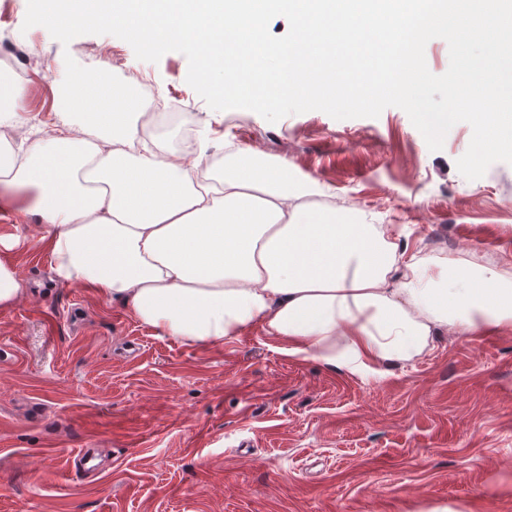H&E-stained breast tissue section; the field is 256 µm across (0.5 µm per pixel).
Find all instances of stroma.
<instances>
[{
    "mask_svg": "<svg viewBox=\"0 0 512 512\" xmlns=\"http://www.w3.org/2000/svg\"><path fill=\"white\" fill-rule=\"evenodd\" d=\"M27 0H0V39L32 67L16 119L29 138L64 120L65 56L151 76L189 113L201 166L225 144L287 160L340 206L377 214L410 250L500 268L512 263V164L476 180L456 161L472 128L433 151L400 108L336 120L312 110L271 123L212 110L178 52L151 63L112 35L62 45L24 28ZM36 217H0V249L28 284L0 309V512H512V332L443 334L380 379L286 353L253 326L221 344L159 336L82 283H50ZM97 449L108 467L76 470Z\"/></svg>",
    "mask_w": 512,
    "mask_h": 512,
    "instance_id": "stroma-1",
    "label": "stroma"
}]
</instances>
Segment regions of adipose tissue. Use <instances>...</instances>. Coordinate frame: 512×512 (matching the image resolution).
Instances as JSON below:
<instances>
[{"label":"adipose tissue","instance_id":"obj_1","mask_svg":"<svg viewBox=\"0 0 512 512\" xmlns=\"http://www.w3.org/2000/svg\"><path fill=\"white\" fill-rule=\"evenodd\" d=\"M16 88L0 79V212L38 217L54 280L120 302L157 335L219 344L261 325L287 353L377 379L437 336L512 331V271L431 274L356 208L288 162L238 149L218 185L140 144L125 110L68 122L15 151Z\"/></svg>","mask_w":512,"mask_h":512}]
</instances>
